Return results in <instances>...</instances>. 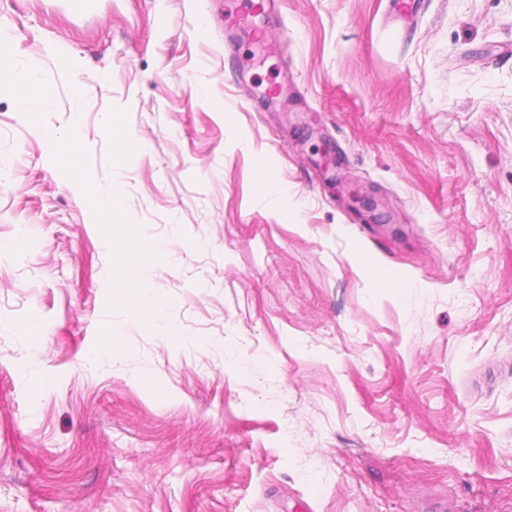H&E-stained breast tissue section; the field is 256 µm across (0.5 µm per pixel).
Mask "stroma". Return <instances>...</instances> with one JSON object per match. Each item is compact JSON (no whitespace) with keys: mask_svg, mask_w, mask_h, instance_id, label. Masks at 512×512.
Wrapping results in <instances>:
<instances>
[{"mask_svg":"<svg viewBox=\"0 0 512 512\" xmlns=\"http://www.w3.org/2000/svg\"><path fill=\"white\" fill-rule=\"evenodd\" d=\"M238 8L0 0V512H512V0ZM20 112H24L33 124L39 122L53 102V88L47 79L32 70L17 74L13 85ZM93 202L110 217L109 224L102 226L104 233L112 232L114 234L117 229H120L133 241L131 257L122 254L113 261V280L127 283L139 279L147 271L152 257L159 251V248L150 244L146 250L140 252L137 236L130 235L133 232L132 224H129L130 222L117 224L113 221V217L121 209V204L116 197L93 198Z\"/></svg>","mask_w":512,"mask_h":512,"instance_id":"35a3bbf8","label":"stroma"}]
</instances>
